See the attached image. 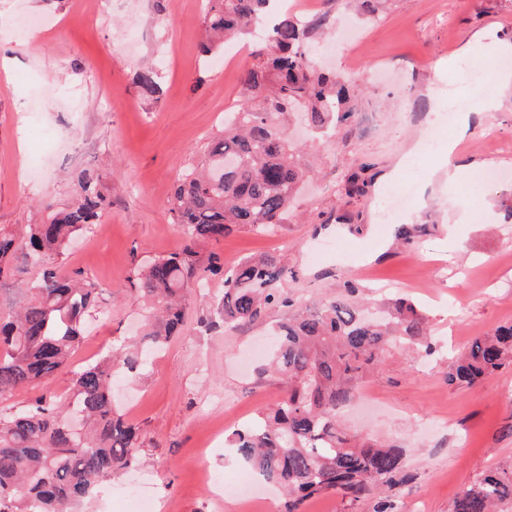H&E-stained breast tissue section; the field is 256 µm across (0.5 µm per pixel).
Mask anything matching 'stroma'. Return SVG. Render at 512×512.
<instances>
[{
  "mask_svg": "<svg viewBox=\"0 0 512 512\" xmlns=\"http://www.w3.org/2000/svg\"><path fill=\"white\" fill-rule=\"evenodd\" d=\"M296 16L327 14L310 33L328 48L322 64L350 81L357 95L353 123L337 127L336 144L308 135L303 116L289 125L299 161L311 177L286 224L268 234L236 231L197 248L200 261L218 254L225 266L250 256H286L285 290L301 303L337 293L353 279L372 304L401 294L425 313L439 350L422 358L392 347L366 385L378 397L369 413L351 404L344 427L403 447L409 484L389 491L395 512H450L459 491L491 467L512 462V367L480 386L449 385L452 356L475 336L512 322V88L496 90L501 107L477 113L484 92L458 74L461 63L491 67L501 57L469 52L478 36L512 37V0H380L374 17L351 13L345 0H292ZM44 20L37 48L18 27ZM354 24L363 41L343 44L338 27ZM203 0H0V229L39 222L44 204L69 205L82 172L99 179L105 208L93 228L58 256L63 274L81 272L109 291L106 312L90 320L71 368L45 384L12 393L22 407L43 395L66 399L72 367L89 353L104 356L141 331L146 308L131 290L138 267L179 251L169 199L182 170L202 161L224 128V114L246 97L241 75L262 49L231 42L211 60L200 56ZM157 72L145 92L137 74ZM462 100L475 118L457 148L467 172L455 185L438 181L426 207L411 203L392 222L382 211L381 175L408 155L399 178L417 181L433 169L439 148L430 127L451 119ZM493 172L497 181L478 182ZM368 179L364 195H338L351 175ZM470 215L449 225L448 203ZM422 232L413 245L395 238L397 225ZM224 296L212 276L189 302L179 336L151 365L113 383V400L146 435L140 461L102 484L80 512H135L134 484L148 481L151 512H282L279 490L248 499L205 489L202 471L227 479L244 474L227 436L284 395L275 378L248 366L246 350L267 339L286 309L270 308L253 324L211 328Z\"/></svg>",
  "mask_w": 512,
  "mask_h": 512,
  "instance_id": "obj_1",
  "label": "stroma"
}]
</instances>
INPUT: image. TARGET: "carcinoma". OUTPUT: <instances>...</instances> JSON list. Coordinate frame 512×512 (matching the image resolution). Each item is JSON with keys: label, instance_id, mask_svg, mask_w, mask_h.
Listing matches in <instances>:
<instances>
[{"label": "carcinoma", "instance_id": "carcinoma-1", "mask_svg": "<svg viewBox=\"0 0 512 512\" xmlns=\"http://www.w3.org/2000/svg\"><path fill=\"white\" fill-rule=\"evenodd\" d=\"M271 0H205L201 54H216L229 39L245 38L268 18ZM326 23L292 14L270 27V50L242 75L244 89L262 93L257 106L243 105L208 147L205 166L179 178L169 212L188 244L153 259L138 274L137 299L153 310L149 347L112 352L73 371L68 406L81 416L75 426L53 397L22 408L0 406V512H72L89 501L107 479L136 465L144 448L140 429L112 403V374L147 364L183 326L192 288L209 275L224 274L220 321L235 328L259 320L271 306L291 310L272 336L267 372L286 390L261 421L236 429L238 459L257 477L288 493L285 512H301L306 499L336 493L352 503L410 481L404 451L341 427L339 410L357 384L393 343L412 344L426 356L436 352L426 319L410 300L398 298L388 316L368 318L359 285L311 307H299L282 290L288 265L267 252L223 270L216 254L199 264L196 246L217 243L236 228L264 231L288 221L303 170L294 160L284 117L306 112L324 134L354 120L348 86L336 74L315 69L306 39ZM105 199L98 179L80 175L66 209L47 206L38 224L19 235L0 233V280H14L16 262L40 270L38 280L8 298L0 319V400L13 390L41 382L69 365L85 321L101 308V288L80 275L62 277L55 267L78 234L99 218ZM512 366V323L467 345L448 368V384L473 387ZM452 512H512V466L484 471L456 496Z\"/></svg>", "mask_w": 512, "mask_h": 512}]
</instances>
